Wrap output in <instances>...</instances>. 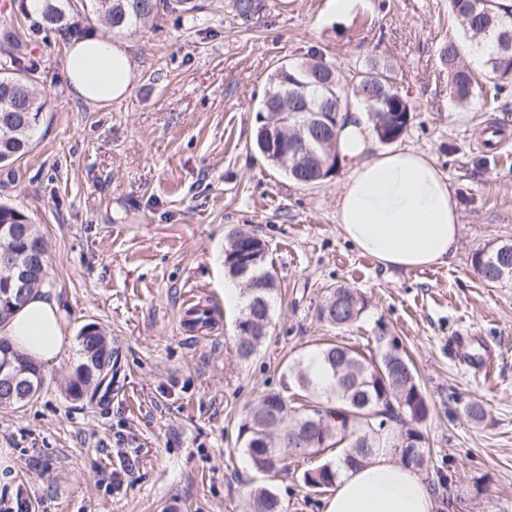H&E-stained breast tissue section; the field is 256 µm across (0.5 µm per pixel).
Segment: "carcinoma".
I'll list each match as a JSON object with an SVG mask.
<instances>
[{"label": "carcinoma", "instance_id": "1", "mask_svg": "<svg viewBox=\"0 0 512 512\" xmlns=\"http://www.w3.org/2000/svg\"><path fill=\"white\" fill-rule=\"evenodd\" d=\"M261 0H230L231 9L246 20L260 9ZM448 8L457 19L463 41L450 40L440 49L439 59L448 70V88L453 99L466 105L474 95L475 78L462 63L464 50L478 56L495 80V91L512 87V0H448ZM161 9L196 12L202 6L196 0H42L41 24L48 30L69 32L80 23L103 20L117 31L136 28ZM355 97L366 107L373 129L383 143L398 140L405 132L415 106L398 89L395 67L371 59L357 72L352 85ZM346 92L337 67L323 56L276 70L271 87L259 101L258 112L287 126L302 125L317 114L314 130L304 132L315 157L297 164H282L281 153L273 151L266 160L279 167L291 180L314 187L321 184L338 166L336 122L344 106ZM46 100L35 87L34 71L21 70L15 59L0 60V166L21 159L31 138L43 120ZM15 226L8 246L16 254L31 258L32 272L28 288L18 302L10 301L9 272L0 264V326L20 309L33 290L48 275L47 246L36 225L8 204H0V225ZM238 245L224 250V266L236 277L239 252L263 239L254 233L237 231ZM253 265L249 276L265 282L263 288L245 292L237 331V352L247 360L255 355L267 335L271 322L275 291L273 273L264 266L266 253L251 249ZM471 264L487 283L512 278V243L499 244L488 253L476 250ZM367 308L361 291L346 285L331 293L321 315L341 328L360 318ZM79 341L82 360L77 365L67 392L75 400L92 393L112 392L119 373V352L103 332L85 326ZM377 354L366 357L355 348L328 344L309 357L288 365L286 382L314 398V404L288 413L285 397L279 393L263 395L247 411L238 430V438L254 467L265 473L288 468L290 456L284 448L294 440L305 442L303 454L330 453L319 466L304 471L303 482L316 492L335 485L344 469L357 468L376 448H390L402 464L416 470L424 467L426 438L422 424L431 407L420 387L417 373L403 353L397 338L386 332L375 337ZM22 365L26 382L11 383L0 374V408H22L38 396L46 384L41 366L16 351L5 335H0V368L5 362ZM247 512H280L277 495L268 488H257L247 503Z\"/></svg>", "mask_w": 512, "mask_h": 512}]
</instances>
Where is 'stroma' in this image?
<instances>
[{"label":"stroma","mask_w":512,"mask_h":512,"mask_svg":"<svg viewBox=\"0 0 512 512\" xmlns=\"http://www.w3.org/2000/svg\"><path fill=\"white\" fill-rule=\"evenodd\" d=\"M201 2L119 35L136 78L127 96L97 105L68 91L66 42L39 26L34 0H0V58L35 69L47 101L29 153L0 167V202L45 237L73 340L33 402L0 409V498L22 497L30 512H246L251 490L266 487L281 512H324L327 493L302 480L313 459L258 472L238 428L294 359L331 341L375 350L382 329L431 405L420 476L434 512H512V279L490 285L471 266L475 250L512 242V89L496 93L468 52L480 85L468 109L456 106L439 59L461 37L448 0H354L345 15L332 0H263L247 22L227 0ZM310 52L334 61L345 85L370 58L395 65L416 105L397 144L432 157L459 205L450 264L382 267L339 231L343 170L305 187L257 152L273 74ZM240 230L266 242L276 279L267 338L248 360L236 353L243 299L225 292L224 247ZM339 285L367 299L340 330L320 315ZM191 289L208 323L184 309ZM88 324L121 350L101 403L66 392ZM457 336L493 351L489 379L458 361ZM471 400L486 407L481 423L462 412Z\"/></svg>","instance_id":"obj_1"}]
</instances>
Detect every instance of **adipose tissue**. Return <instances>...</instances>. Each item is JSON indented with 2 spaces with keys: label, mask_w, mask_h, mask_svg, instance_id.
Instances as JSON below:
<instances>
[{
  "label": "adipose tissue",
  "mask_w": 512,
  "mask_h": 512,
  "mask_svg": "<svg viewBox=\"0 0 512 512\" xmlns=\"http://www.w3.org/2000/svg\"><path fill=\"white\" fill-rule=\"evenodd\" d=\"M136 71L131 55L110 37L70 41L65 78L70 93L106 105L127 95ZM336 151L347 169L336 199L345 240L386 268L412 270L450 263L457 254L460 213L448 177L431 157L411 148L375 150L360 109L338 117ZM64 312L50 286L35 290L1 329L38 364H56L69 350ZM433 498L415 469L377 449L336 481L324 512H433Z\"/></svg>",
  "instance_id": "1"
}]
</instances>
